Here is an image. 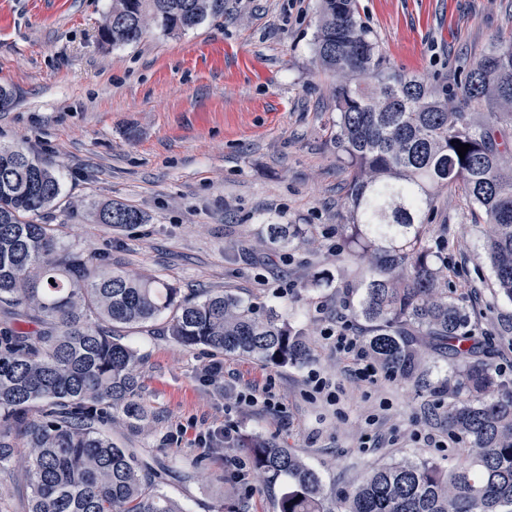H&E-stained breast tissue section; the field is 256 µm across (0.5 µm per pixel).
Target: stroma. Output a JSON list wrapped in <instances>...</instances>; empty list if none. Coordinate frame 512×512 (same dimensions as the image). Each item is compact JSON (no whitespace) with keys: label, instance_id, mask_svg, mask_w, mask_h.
Segmentation results:
<instances>
[{"label":"stroma","instance_id":"obj_1","mask_svg":"<svg viewBox=\"0 0 512 512\" xmlns=\"http://www.w3.org/2000/svg\"><path fill=\"white\" fill-rule=\"evenodd\" d=\"M112 0H0V84L16 94L0 112V144L22 145L58 175L59 204L45 215L61 240L150 274L186 299L235 295L286 307L311 357L275 367L221 357L223 387L202 368L203 349L131 334L149 411L119 439L167 469L163 486L187 512H275L282 491L233 497L224 459L247 458L254 437L277 441L316 470L327 495L401 460L456 461L444 414L456 400L452 363L429 353L411 379H358L337 351L336 328L359 335L353 309L362 266L346 261L342 230L350 166L334 144V78L314 59L321 0H224L222 14L188 31L151 29L136 43L102 42ZM357 16L385 61L440 87L493 42L512 36V0H357ZM119 201L149 221L97 223L96 205ZM445 242L448 292L467 311L490 363L512 380V301L497 292L484 251L485 214L457 188L426 218ZM270 224L305 228L287 251L265 243ZM341 388L318 394L313 376ZM272 406L238 403V393ZM233 426L236 446L207 447V430Z\"/></svg>","mask_w":512,"mask_h":512}]
</instances>
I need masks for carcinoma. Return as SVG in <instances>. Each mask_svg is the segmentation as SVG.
<instances>
[{
	"mask_svg": "<svg viewBox=\"0 0 512 512\" xmlns=\"http://www.w3.org/2000/svg\"><path fill=\"white\" fill-rule=\"evenodd\" d=\"M223 11L224 0H112L100 37L132 44L152 27L178 34ZM315 55L337 79L335 144L351 167L345 239L353 256L369 257L356 316L370 353L405 378L426 352L448 355L457 394L448 429L465 448L446 466L377 468L335 507L289 448L251 440L252 469L285 482L277 512H512V386L448 296V266L437 264L421 221L441 192L461 187L487 217L485 252L499 294L512 301V38L459 81L431 89L387 66L355 0H322ZM457 140L469 145L462 158ZM60 194L39 157L0 146V473L22 471L28 512H187L162 490V470L112 441V425L146 416L141 355L126 333L274 366L306 361L307 340L273 308L225 293L191 302L65 244L42 222ZM95 216L117 228L147 223L142 210L115 202ZM268 233L286 248L304 228L270 224Z\"/></svg>",
	"mask_w": 512,
	"mask_h": 512,
	"instance_id": "cac0c4a2",
	"label": "carcinoma"
}]
</instances>
